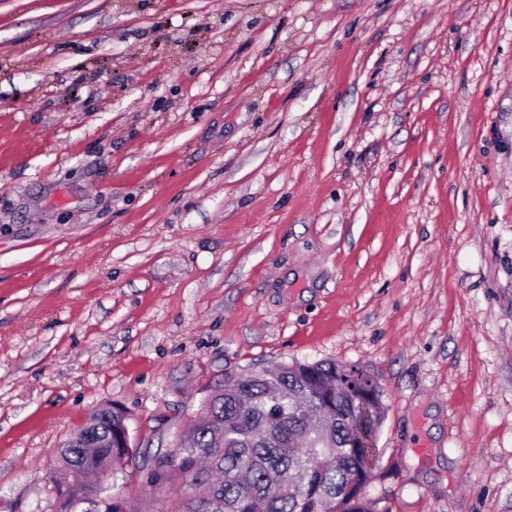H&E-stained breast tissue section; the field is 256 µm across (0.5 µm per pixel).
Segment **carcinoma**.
<instances>
[{"label": "carcinoma", "mask_w": 512, "mask_h": 512, "mask_svg": "<svg viewBox=\"0 0 512 512\" xmlns=\"http://www.w3.org/2000/svg\"><path fill=\"white\" fill-rule=\"evenodd\" d=\"M382 390L366 365L334 360L248 369L227 377L201 400L179 460L162 457L148 473L158 483L175 469L187 479L185 512H371L359 493L374 477ZM122 409H100V438L126 426ZM128 448H68L57 472L72 499L59 512H79L76 500L112 496V512H135L87 474L109 468Z\"/></svg>", "instance_id": "carcinoma-1"}]
</instances>
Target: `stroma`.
Segmentation results:
<instances>
[{"label":"stroma","instance_id":"1","mask_svg":"<svg viewBox=\"0 0 512 512\" xmlns=\"http://www.w3.org/2000/svg\"><path fill=\"white\" fill-rule=\"evenodd\" d=\"M325 359L377 512H512V0H0V512L105 405L180 512L209 390Z\"/></svg>","mask_w":512,"mask_h":512}]
</instances>
